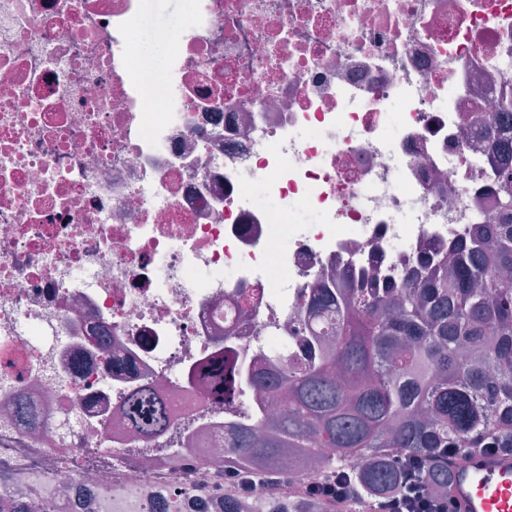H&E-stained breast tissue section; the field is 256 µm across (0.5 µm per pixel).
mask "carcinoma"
Returning <instances> with one entry per match:
<instances>
[{
	"instance_id": "cac0c4a2",
	"label": "carcinoma",
	"mask_w": 512,
	"mask_h": 512,
	"mask_svg": "<svg viewBox=\"0 0 512 512\" xmlns=\"http://www.w3.org/2000/svg\"><path fill=\"white\" fill-rule=\"evenodd\" d=\"M487 140L504 141L498 211L454 244L453 265L427 255L405 284L340 274L333 287L313 289L301 361L273 357L257 371L233 343L210 360L223 396L261 385L280 398L275 417L262 404L224 415L234 512H332V489L345 475L346 512L365 504L382 512L411 460L428 495L446 501L448 449L512 448V282L499 278L512 270V130L465 138L476 151ZM125 415L137 431H167L149 392L133 396ZM254 484L286 485L288 497L257 503Z\"/></svg>"
}]
</instances>
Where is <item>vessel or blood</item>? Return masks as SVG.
<instances>
[{
    "instance_id": "b4317fda",
    "label": "vessel or blood",
    "mask_w": 512,
    "mask_h": 512,
    "mask_svg": "<svg viewBox=\"0 0 512 512\" xmlns=\"http://www.w3.org/2000/svg\"><path fill=\"white\" fill-rule=\"evenodd\" d=\"M450 512H512V452L472 454L454 468L448 486Z\"/></svg>"
}]
</instances>
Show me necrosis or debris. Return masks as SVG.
Segmentation results:
<instances>
[{"label":"necrosis or debris","instance_id":"necrosis-or-debris-1","mask_svg":"<svg viewBox=\"0 0 512 512\" xmlns=\"http://www.w3.org/2000/svg\"><path fill=\"white\" fill-rule=\"evenodd\" d=\"M139 4L0 0V498L38 512H224L202 365L303 357L312 289L405 282L497 208L463 135L502 123L512 0H193L160 71ZM129 425L140 432L164 434L168 423L165 412L150 392L137 393L125 407Z\"/></svg>","mask_w":512,"mask_h":512}]
</instances>
